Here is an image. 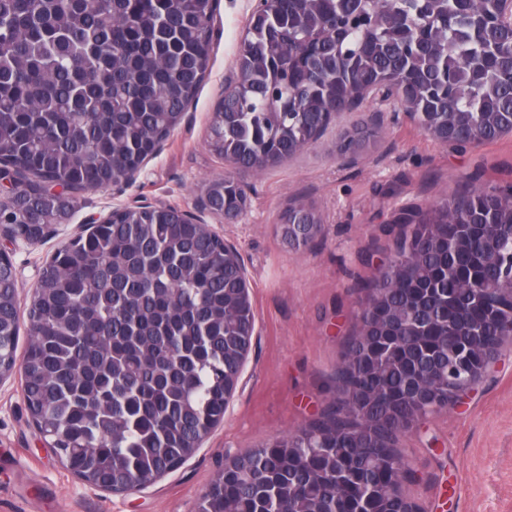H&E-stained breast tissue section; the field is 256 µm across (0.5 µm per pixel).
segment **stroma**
<instances>
[{
    "label": "stroma",
    "instance_id": "1",
    "mask_svg": "<svg viewBox=\"0 0 512 512\" xmlns=\"http://www.w3.org/2000/svg\"><path fill=\"white\" fill-rule=\"evenodd\" d=\"M249 0H218L210 69L181 125L127 183L79 194L69 224L36 244L0 237L28 307L51 256L113 209L171 205L196 211L207 187L238 176L248 196L241 222L204 212L245 267L256 316L232 408L195 456L154 486L113 495L81 484L33 425L20 376L0 384V512H198L227 457L308 426L336 396L334 374L358 330L359 285L373 278L411 227L403 213L425 210L470 188L512 186V135L477 146H442L402 115H386L366 152L342 155L341 132L367 120L347 112L294 159L261 173H237L209 147V122L235 67ZM312 205L319 235L295 248L278 230L290 203ZM396 450L417 472L403 485L416 512H512V342L457 407L422 416Z\"/></svg>",
    "mask_w": 512,
    "mask_h": 512
}]
</instances>
